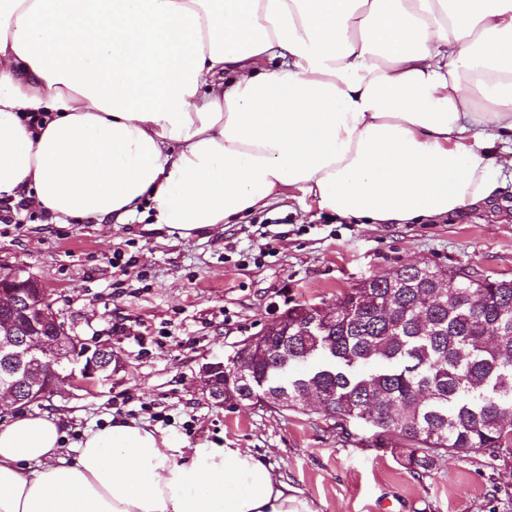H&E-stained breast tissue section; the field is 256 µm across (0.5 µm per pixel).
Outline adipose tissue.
<instances>
[{
    "label": "adipose tissue",
    "instance_id": "adipose-tissue-1",
    "mask_svg": "<svg viewBox=\"0 0 512 512\" xmlns=\"http://www.w3.org/2000/svg\"><path fill=\"white\" fill-rule=\"evenodd\" d=\"M42 113V124L28 113ZM512 0H0V200L192 234L301 192L357 224L495 198ZM0 422V512H312L243 448Z\"/></svg>",
    "mask_w": 512,
    "mask_h": 512
}]
</instances>
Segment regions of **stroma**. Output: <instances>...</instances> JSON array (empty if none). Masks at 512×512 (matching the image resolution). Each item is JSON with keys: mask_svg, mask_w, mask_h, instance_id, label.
<instances>
[{"mask_svg": "<svg viewBox=\"0 0 512 512\" xmlns=\"http://www.w3.org/2000/svg\"><path fill=\"white\" fill-rule=\"evenodd\" d=\"M116 253L134 265L114 266ZM414 262L511 279L512 190L426 224H353L284 195L191 237L149 228L138 214L57 224L37 211L0 223V267H24L71 334L111 347L122 363L91 389L66 385L25 409L58 415L72 442L133 417L189 448L249 449L315 512H512V461L445 456L418 479L404 465L408 447L372 431L344 435L314 414L218 407L198 386L201 364L231 359L289 307L331 306L357 281Z\"/></svg>", "mask_w": 512, "mask_h": 512, "instance_id": "1", "label": "stroma"}]
</instances>
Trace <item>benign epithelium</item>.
Listing matches in <instances>:
<instances>
[{"mask_svg": "<svg viewBox=\"0 0 512 512\" xmlns=\"http://www.w3.org/2000/svg\"><path fill=\"white\" fill-rule=\"evenodd\" d=\"M20 282L34 286L37 297L41 299L37 322L33 323L41 343L35 347L29 340L12 335L0 340V394L11 396L25 388L32 403L54 396L64 384L82 386L103 377L110 378L117 372L114 368L116 359L102 363L101 357L107 347L91 349L79 337L70 334L53 309L46 306L50 301L46 289L35 277L18 268L0 269V324L14 322L19 315L26 314L18 303V293L14 291ZM46 363L51 367H62L63 372L48 379L43 369ZM240 363L241 359L236 358L226 364L219 361L201 365L199 386L215 406L226 405L228 394L225 390L232 388L233 377L241 370Z\"/></svg>", "mask_w": 512, "mask_h": 512, "instance_id": "benign-epithelium-1", "label": "benign epithelium"}]
</instances>
